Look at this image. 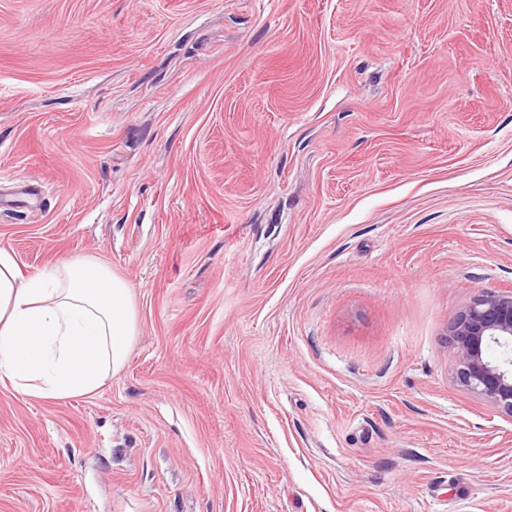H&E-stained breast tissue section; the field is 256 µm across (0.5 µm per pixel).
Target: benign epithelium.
I'll return each instance as SVG.
<instances>
[{
    "mask_svg": "<svg viewBox=\"0 0 512 512\" xmlns=\"http://www.w3.org/2000/svg\"><path fill=\"white\" fill-rule=\"evenodd\" d=\"M453 378L512 417V290H479L448 325Z\"/></svg>",
    "mask_w": 512,
    "mask_h": 512,
    "instance_id": "obj_1",
    "label": "benign epithelium"
}]
</instances>
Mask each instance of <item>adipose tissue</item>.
I'll return each instance as SVG.
<instances>
[{"label": "adipose tissue", "mask_w": 512, "mask_h": 512, "mask_svg": "<svg viewBox=\"0 0 512 512\" xmlns=\"http://www.w3.org/2000/svg\"><path fill=\"white\" fill-rule=\"evenodd\" d=\"M139 332L127 282L101 259L24 274L0 249V379L25 397L96 392L125 366Z\"/></svg>", "instance_id": "1"}]
</instances>
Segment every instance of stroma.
Returning <instances> with one entry per match:
<instances>
[{
    "label": "stroma",
    "mask_w": 512,
    "mask_h": 512,
    "mask_svg": "<svg viewBox=\"0 0 512 512\" xmlns=\"http://www.w3.org/2000/svg\"><path fill=\"white\" fill-rule=\"evenodd\" d=\"M0 248L139 319L0 381V512H512L448 324L512 290V0H0Z\"/></svg>",
    "instance_id": "35a3bbf8"
}]
</instances>
